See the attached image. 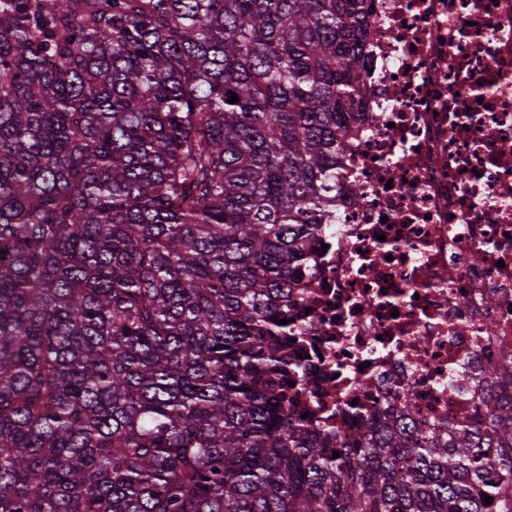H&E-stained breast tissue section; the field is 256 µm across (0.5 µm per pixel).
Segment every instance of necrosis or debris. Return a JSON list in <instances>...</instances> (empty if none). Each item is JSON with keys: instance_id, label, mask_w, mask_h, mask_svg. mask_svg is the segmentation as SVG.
<instances>
[{"instance_id": "necrosis-or-debris-1", "label": "necrosis or debris", "mask_w": 512, "mask_h": 512, "mask_svg": "<svg viewBox=\"0 0 512 512\" xmlns=\"http://www.w3.org/2000/svg\"><path fill=\"white\" fill-rule=\"evenodd\" d=\"M366 19L288 394L332 432L389 409L444 432L512 354V0H366Z\"/></svg>"}]
</instances>
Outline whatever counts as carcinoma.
I'll return each instance as SVG.
<instances>
[{"instance_id":"carcinoma-1","label":"carcinoma","mask_w":512,"mask_h":512,"mask_svg":"<svg viewBox=\"0 0 512 512\" xmlns=\"http://www.w3.org/2000/svg\"><path fill=\"white\" fill-rule=\"evenodd\" d=\"M362 2L0 0V512H512V372L446 433L288 400Z\"/></svg>"}]
</instances>
